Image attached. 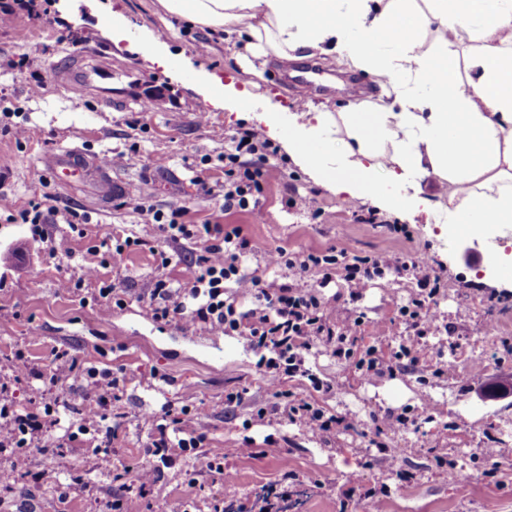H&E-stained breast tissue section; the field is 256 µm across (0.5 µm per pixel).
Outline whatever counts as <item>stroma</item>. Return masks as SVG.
<instances>
[{
    "instance_id": "stroma-1",
    "label": "stroma",
    "mask_w": 512,
    "mask_h": 512,
    "mask_svg": "<svg viewBox=\"0 0 512 512\" xmlns=\"http://www.w3.org/2000/svg\"><path fill=\"white\" fill-rule=\"evenodd\" d=\"M165 30L156 0H52L47 18L20 17L0 27V57H29L37 70L65 64L72 52L104 54L114 91L108 103L78 88L64 94L48 85L35 94L25 79L0 76V90L18 107L17 121L26 130L20 145L0 133V194L20 209L47 191L90 218L85 236L50 224L44 240L33 225L0 217V361L19 349L30 366L40 368L50 363L53 350L65 349L84 365L120 378L109 406L120 425L111 467L102 466L89 435L57 449L48 477L41 474L40 456L20 461L0 452V471L20 473L15 483L0 485V512H112L113 499L123 493L116 473L147 464L146 447L158 437L159 425L170 424L185 405L198 407L196 429L205 435L208 451L224 454L234 481L224 483L192 454L175 450L156 463L155 480L144 494L127 493L133 512H156L166 501L183 503L186 512L249 505L285 467L294 473L289 512H341L343 494L355 480L387 494L375 503L360 502L354 512H512V282L488 270L478 238L429 222L424 212L332 193L295 163L277 133L300 110L291 79L299 61L267 60L258 78L239 60L241 45L222 41L220 34L185 25L178 37L155 43ZM162 57L169 66L159 65ZM312 62L330 90L310 102L329 112L378 96L385 84L380 76L327 56ZM218 82L225 95L223 105L215 106L208 98ZM149 87L157 95L146 112L138 98ZM244 95L255 108L275 105L271 125L239 109ZM244 129L278 149L259 221L246 213L224 214L221 198L198 194L194 184L203 159L223 155L231 137ZM74 145L109 158L135 145L143 160L113 165L112 196L104 200L87 177L48 183L46 160ZM287 196L296 199L295 207L283 205ZM139 199L145 212L133 208ZM181 206L188 207L192 223L210 219L242 226L254 244L248 267L279 284L291 282L293 273L268 267L266 252L278 246L307 252L337 245L352 255L426 258L442 289L433 332L417 363L362 380L320 344L307 361L331 391L316 395L303 381L287 384L298 396L316 397L329 412L353 415L360 430L320 436L279 415L253 421V407L271 405L273 398L257 374L261 354L250 340L178 317L155 320L146 290L158 262L149 248L132 251L120 266H103L97 250L103 239L133 233L155 240L150 209ZM392 224L404 225L406 234L390 233ZM87 266L119 284L124 307L106 315L97 306H80L61 288V280L82 278ZM412 289L408 275L389 274L354 302L341 279L324 294H340L347 309L364 313L358 347L387 358L401 338L386 327ZM243 387L245 401L225 407V391ZM398 414L409 417V424L375 433L374 419ZM269 440L284 459L263 455ZM381 442L388 453L378 452ZM490 445L496 455L488 460L481 450ZM440 456L469 475L466 491L449 480L448 468L438 467Z\"/></svg>"
}]
</instances>
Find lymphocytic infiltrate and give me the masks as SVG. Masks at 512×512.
Returning a JSON list of instances; mask_svg holds the SVG:
<instances>
[{
  "label": "lymphocytic infiltrate",
  "mask_w": 512,
  "mask_h": 512,
  "mask_svg": "<svg viewBox=\"0 0 512 512\" xmlns=\"http://www.w3.org/2000/svg\"><path fill=\"white\" fill-rule=\"evenodd\" d=\"M276 154V147L260 139L255 131L238 132L232 138L230 150L220 158L224 165L222 188L214 189L201 177L196 184L208 196L221 192L225 213L246 212L261 217V199L271 171L269 160ZM54 200V195L46 193L17 210L8 196L0 195V212L8 213L11 221L24 224L88 223L87 215L71 207L58 208ZM186 214V208L178 207L167 212L157 210L151 215L150 221L157 224L164 244L200 242L204 248L189 282L181 284L160 276L154 279L149 306L155 320L183 315L189 324H202L216 333L248 336L256 349L265 351L258 369L275 403L272 408L257 409L254 420L264 421L273 411L316 435L350 428L347 416L328 412L317 402L293 397L283 388L286 378L310 377L305 355L314 345L331 347L333 356L361 379L393 370L402 359L416 360L435 322L431 304L440 291V280L432 275L424 259L407 264L383 255L351 258L345 248L338 246L320 253L291 255L278 247L268 250V265L287 266L296 270L299 278L293 283L276 284L245 272L243 259L252 252L253 244L241 227L210 220L190 224L185 220ZM402 272L410 273L416 283L415 292L399 309V320L407 329L409 343L388 359L379 357L371 348L358 350L355 329L362 325L363 315L348 316L337 299L324 297L323 288L343 279L355 300L375 279ZM78 370L90 380L93 393L80 411L77 428L62 439L54 435L57 402L44 400L29 410H20L8 383L0 381V451L36 452L50 464L55 459L54 449L92 434L100 438L96 453L102 462L111 463L115 431L106 423L107 407L112 392L119 387L118 377L93 367L80 368L77 358L65 350L54 351L52 365L46 371L29 367L24 352L14 354L15 375H30L50 389L63 376ZM310 379L315 390H327V383L316 377ZM194 416L193 408L182 407L174 419L176 439L162 436L153 440L150 454L164 457L173 447L185 452L202 448L205 437L193 427Z\"/></svg>",
  "instance_id": "f902f5d3"
}]
</instances>
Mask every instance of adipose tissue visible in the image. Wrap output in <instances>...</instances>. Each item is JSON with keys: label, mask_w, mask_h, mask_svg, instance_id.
I'll use <instances>...</instances> for the list:
<instances>
[{"label": "adipose tissue", "mask_w": 512, "mask_h": 512, "mask_svg": "<svg viewBox=\"0 0 512 512\" xmlns=\"http://www.w3.org/2000/svg\"><path fill=\"white\" fill-rule=\"evenodd\" d=\"M169 17L256 56L336 54L384 77L383 96L304 112L284 137L335 193L408 209L422 177L437 217L468 225L497 270L512 240V0H157Z\"/></svg>", "instance_id": "1"}]
</instances>
